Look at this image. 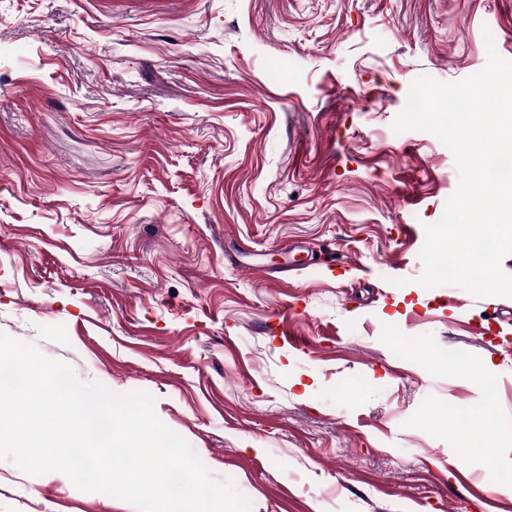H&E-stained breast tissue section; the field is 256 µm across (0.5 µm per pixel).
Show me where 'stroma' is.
Returning a JSON list of instances; mask_svg holds the SVG:
<instances>
[{
	"mask_svg": "<svg viewBox=\"0 0 512 512\" xmlns=\"http://www.w3.org/2000/svg\"><path fill=\"white\" fill-rule=\"evenodd\" d=\"M488 30L512 61V0H0V332L155 396L253 512H512V298L419 285L458 171L392 128ZM0 512L137 509L0 460Z\"/></svg>",
	"mask_w": 512,
	"mask_h": 512,
	"instance_id": "stroma-1",
	"label": "stroma"
}]
</instances>
